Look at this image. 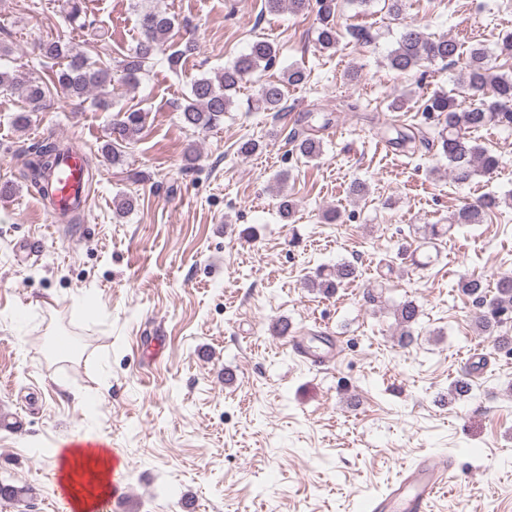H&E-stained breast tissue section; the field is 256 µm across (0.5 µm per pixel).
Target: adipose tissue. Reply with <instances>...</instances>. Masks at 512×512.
Masks as SVG:
<instances>
[{"label": "adipose tissue", "mask_w": 512, "mask_h": 512, "mask_svg": "<svg viewBox=\"0 0 512 512\" xmlns=\"http://www.w3.org/2000/svg\"><path fill=\"white\" fill-rule=\"evenodd\" d=\"M61 483L76 512H90L109 494L104 477L112 469V451L108 448H57Z\"/></svg>", "instance_id": "obj_1"}]
</instances>
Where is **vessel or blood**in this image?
Listing matches in <instances>:
<instances>
[{
    "instance_id": "1",
    "label": "vessel or blood",
    "mask_w": 512,
    "mask_h": 512,
    "mask_svg": "<svg viewBox=\"0 0 512 512\" xmlns=\"http://www.w3.org/2000/svg\"><path fill=\"white\" fill-rule=\"evenodd\" d=\"M50 185L56 205L47 214L49 222H57L65 210H86L90 192L83 154L65 156ZM448 468L447 458H419L387 494L369 502L368 512H430L434 498L447 486Z\"/></svg>"
}]
</instances>
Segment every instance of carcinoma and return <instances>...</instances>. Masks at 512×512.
Masks as SVG:
<instances>
[{"mask_svg": "<svg viewBox=\"0 0 512 512\" xmlns=\"http://www.w3.org/2000/svg\"><path fill=\"white\" fill-rule=\"evenodd\" d=\"M270 13L284 9L293 14L305 13L311 5H317L320 27L317 30V44L322 50H331L338 42V32L332 10L333 0H264ZM140 38L130 53L117 65L110 67L96 63L76 48L60 39L48 40L38 46L39 54L50 61H63L53 71L52 82L72 99L82 98L91 88L113 86L114 74L121 73V81L136 85L144 67L162 49L172 29V19L165 14L146 10L138 15ZM461 44L454 38L428 37L423 28L410 23L401 31L395 47L387 60L391 69L398 72L411 71L424 62L450 61L460 59ZM278 49L268 40L254 42L248 53L237 57L212 76L203 75L194 79L187 103L181 108L184 125L201 131H208L224 121V113L236 106L235 97L243 81L256 73L273 67ZM306 80L304 70L290 68L278 80H267L259 85L253 106L262 112L282 111L285 99L284 89L288 85H299ZM464 93L473 97V103L464 106L457 97L446 92L434 93L425 103L424 111L436 114L440 129L437 144L441 155L448 160V176L456 183H466L475 176L491 173L498 165V159L479 144L473 134L487 127L512 126V73H501L488 59V52L481 46L469 49L464 63L461 81ZM0 88L23 89L28 112L41 108L46 96L45 87L36 80L21 81L8 70H0ZM144 115L138 110H127L118 115L112 123L110 140L102 147L104 156L112 162L122 160L124 148L131 144L140 133ZM428 142L422 130L417 127L396 130V136L388 143L404 152H415L420 145ZM73 145L61 146L55 141L44 140L32 147L33 159L26 164L24 177L34 185L41 197L49 204L54 200L49 192V176L62 154L75 151ZM295 151L306 160H313L321 154L320 141L305 136L295 145ZM506 206L512 208V195L483 199L468 204L453 214L450 225L481 224L487 210ZM358 277L355 265L342 263L326 273L319 269L306 279L309 288L332 295L345 282ZM462 294L476 300L480 305L477 317L481 335L508 348L512 339L497 335L502 324L512 322V276H502L495 290L488 289L486 281L474 275L463 276L458 284ZM419 306L412 300L396 305L394 316L401 328L398 342L402 345L413 340L418 325ZM32 489L8 484L0 486V498L20 501L30 497Z\"/></svg>", "mask_w": 512, "mask_h": 512, "instance_id": "cac0c4a2", "label": "carcinoma"}]
</instances>
